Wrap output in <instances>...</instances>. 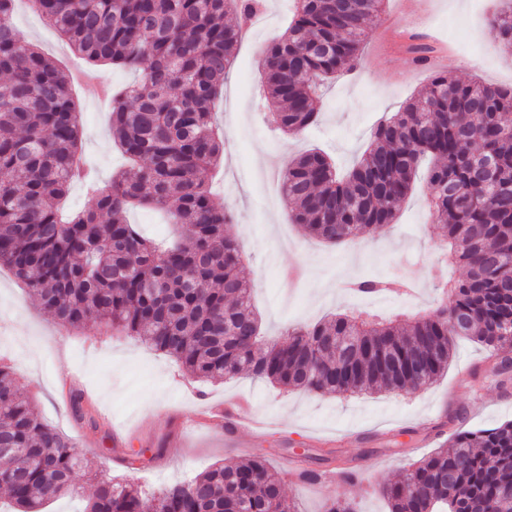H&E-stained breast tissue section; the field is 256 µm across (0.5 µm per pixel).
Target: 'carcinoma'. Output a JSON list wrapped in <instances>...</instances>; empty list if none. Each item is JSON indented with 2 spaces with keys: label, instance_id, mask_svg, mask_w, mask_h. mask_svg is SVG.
<instances>
[{
  "label": "carcinoma",
  "instance_id": "cac0c4a2",
  "mask_svg": "<svg viewBox=\"0 0 512 512\" xmlns=\"http://www.w3.org/2000/svg\"><path fill=\"white\" fill-rule=\"evenodd\" d=\"M15 0H0V267L69 329L103 323L136 336L202 381L244 372L286 390L353 395L435 382L457 337L487 351L499 387L512 384V87L463 82L445 72L411 98L372 140L346 177L311 150L282 174L292 220L317 238L352 242L394 223L429 160V213L466 268L451 302L412 319L359 309L260 337L243 249L226 233L228 209L213 202L209 175L224 153L214 130L217 96L257 0H29L71 48L92 63L141 72L112 101V129L133 165L100 191L82 155L70 78L42 52L19 46ZM386 0H295L287 29L262 51L271 121L298 135L318 121L319 89L354 71ZM512 53V0L490 22ZM80 182L94 207L64 219L59 201ZM134 205L190 227L160 246L129 223ZM395 281L363 275L355 295L387 293ZM71 395L78 421L96 425ZM95 483L84 512H298L280 472L262 458L212 467L148 497L136 485L88 470L76 443L46 423L0 363V486L11 512ZM512 484V420L456 429L448 442L383 485L389 512H512L499 489Z\"/></svg>",
  "mask_w": 512,
  "mask_h": 512
}]
</instances>
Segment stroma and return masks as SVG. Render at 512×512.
I'll use <instances>...</instances> for the list:
<instances>
[{
	"mask_svg": "<svg viewBox=\"0 0 512 512\" xmlns=\"http://www.w3.org/2000/svg\"><path fill=\"white\" fill-rule=\"evenodd\" d=\"M266 3L268 25L250 27L213 103L224 137L213 200L235 214L226 230L244 246L243 276L252 285L263 336L278 340L286 326L314 324L351 308L366 306L392 317L449 302L435 275L444 245L429 219L424 181L416 182L395 224L335 245L293 223L281 174L289 160L311 149L327 153L340 170L350 169L374 127L427 86L428 72L396 45L402 31L414 28L443 44L436 69L465 82L512 87V54L488 31L497 0H387L385 20L372 27L359 66L325 89L318 124L300 136L274 130L259 99L262 51L285 31L291 15L282 0ZM13 21L21 45L36 46L68 72L87 73L71 91L83 152L98 170L100 188H108L126 165L112 137V97L136 81L137 73L82 60L25 0H17ZM463 57L470 63L465 71L454 66ZM363 273L392 278L397 285L366 303L345 290L348 277ZM1 317L13 326L0 337V359L13 367L44 421L75 440L94 472L122 477L149 494L216 464L260 457L280 470L284 457L296 454L303 465L326 472L313 485L284 476V492L302 512H324L334 497L352 502L359 512H388L379 487L438 448L448 437L450 418L464 416L468 428L512 419V391L502 392L495 377H486L481 392L472 391L468 373L483 365L486 352L467 338L456 340L447 372L418 392L343 398L286 393L244 373L200 382L137 337L96 323L79 332L64 330L3 267ZM74 390L83 392L98 429L74 421L69 405ZM225 405L248 408L259 424L257 433L236 439L228 436L225 423H199V416ZM134 450L143 451L144 462L132 468L127 457ZM345 463L363 469V482L337 481L336 469Z\"/></svg>",
	"mask_w": 512,
	"mask_h": 512,
	"instance_id": "1",
	"label": "stroma"
}]
</instances>
